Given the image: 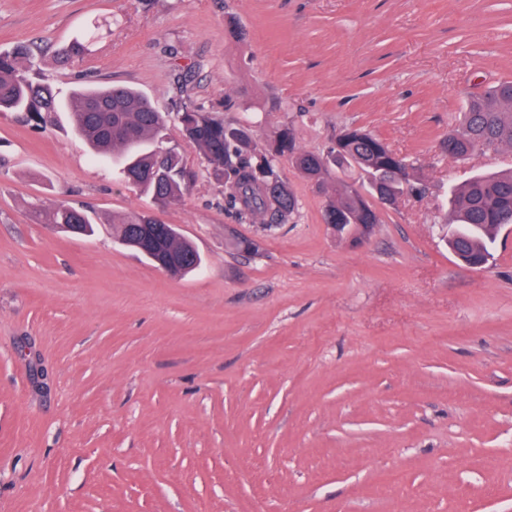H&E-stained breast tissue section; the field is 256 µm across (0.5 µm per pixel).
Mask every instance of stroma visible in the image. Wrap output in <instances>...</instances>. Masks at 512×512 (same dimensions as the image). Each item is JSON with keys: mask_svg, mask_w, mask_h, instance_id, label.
Wrapping results in <instances>:
<instances>
[{"mask_svg": "<svg viewBox=\"0 0 512 512\" xmlns=\"http://www.w3.org/2000/svg\"><path fill=\"white\" fill-rule=\"evenodd\" d=\"M33 41L60 93L129 84L306 151L361 127L427 191L354 243L324 222L333 183L284 159L298 211L243 223L171 123L198 177L154 213L202 258L174 277L115 238L148 202L111 163L0 112V512H512V225L482 269L443 241L449 186L512 167L443 148L512 80V0H0V51ZM52 201L93 235L29 220ZM101 33L100 25H92L84 30L83 34L76 38L67 50V60L72 58H82L89 50L93 41L99 37Z\"/></svg>", "mask_w": 512, "mask_h": 512, "instance_id": "35a3bbf8", "label": "stroma"}]
</instances>
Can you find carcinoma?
Segmentation results:
<instances>
[{
	"label": "carcinoma",
	"instance_id": "cac0c4a2",
	"mask_svg": "<svg viewBox=\"0 0 512 512\" xmlns=\"http://www.w3.org/2000/svg\"><path fill=\"white\" fill-rule=\"evenodd\" d=\"M101 26L84 30L67 50V58L85 56ZM35 44L0 52V112H18L36 123H47L60 112L69 114L74 133L100 159H115L123 182L163 207L186 196L196 171L179 148L168 144L167 115L132 87H77L67 96L56 93L35 69ZM176 119L183 137L212 166L224 184V206L240 219L258 218L266 227L282 224L298 209V200L282 177L278 162H289L310 182L322 186L336 180V194L324 210L327 224H341L338 235L366 234L380 223L372 200L395 206L411 189L413 164L395 153L377 135L362 128H345L319 152L300 149L293 128L283 125L264 141L252 126L226 124L208 112L181 105ZM512 147V81H501L472 97L457 126L448 132V156L463 160L476 150L497 152ZM448 223L460 229L448 247L469 265H485L498 230L512 224V168L475 177L451 190ZM37 224H54L76 236L91 232L93 217L64 202L36 205L30 211ZM153 212L137 209L112 220L122 244L141 251L135 231L152 223ZM159 250L180 261L182 273L195 270L200 256L174 227L158 242Z\"/></svg>",
	"mask_w": 512,
	"mask_h": 512
}]
</instances>
